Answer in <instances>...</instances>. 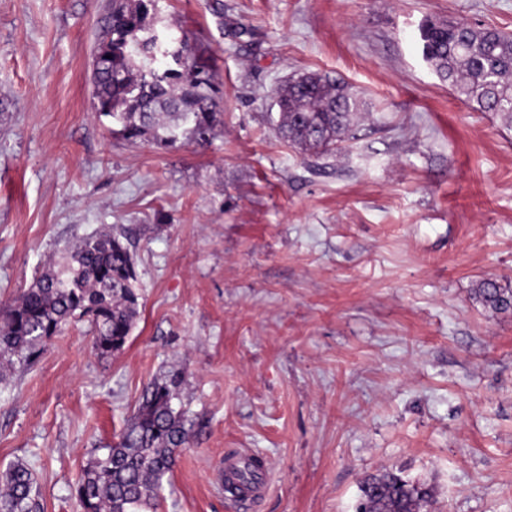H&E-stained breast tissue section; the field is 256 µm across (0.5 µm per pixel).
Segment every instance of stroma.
Instances as JSON below:
<instances>
[{
    "label": "stroma",
    "mask_w": 512,
    "mask_h": 512,
    "mask_svg": "<svg viewBox=\"0 0 512 512\" xmlns=\"http://www.w3.org/2000/svg\"><path fill=\"white\" fill-rule=\"evenodd\" d=\"M108 0H0V308L67 246L121 226L138 316L101 358L87 324L0 380V473L77 512L88 460L166 372L194 422L156 512H356L360 482L430 486L434 512H512V121L455 98L425 19L512 33V0H157L214 67L207 146L113 135L92 58ZM316 73L367 112L344 150L283 142L274 90ZM259 456L248 505L229 457ZM478 298L484 307L494 312H506L512 309V289L501 288L493 281H484L478 288Z\"/></svg>",
    "instance_id": "obj_1"
}]
</instances>
